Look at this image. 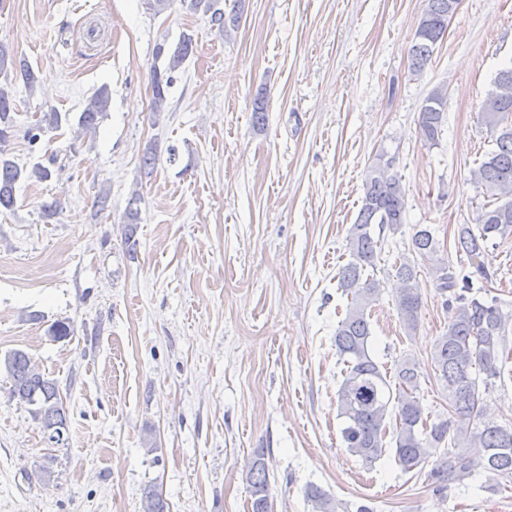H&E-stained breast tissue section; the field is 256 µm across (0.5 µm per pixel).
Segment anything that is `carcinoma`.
Listing matches in <instances>:
<instances>
[{
  "mask_svg": "<svg viewBox=\"0 0 512 512\" xmlns=\"http://www.w3.org/2000/svg\"><path fill=\"white\" fill-rule=\"evenodd\" d=\"M450 2L427 0L409 50L411 75H423L437 43L444 38ZM220 3L221 0H189L188 9L209 16L212 25L226 34L237 28L241 12L228 17ZM192 51V37L187 34L173 46L165 42L156 45L150 68L153 116L160 114L175 72ZM10 67L19 68L28 86H34V70L24 62L16 64L0 46V77L6 76ZM495 85V92L482 102L480 109L481 121L496 134L495 149L473 172L488 202L481 209L478 223L457 225L453 238L455 251L465 255L481 273V257L488 242L496 237H512V67L497 74ZM109 104V90L103 87L87 101L79 117L80 127L86 132L96 129ZM446 104L441 90L432 91L423 101L418 124L424 142L432 145L438 141ZM13 113L12 96L0 85V209L6 211L15 206V185L22 177L46 181L52 176L47 166L38 163L27 172L5 157L2 146L15 128ZM65 120L67 117L59 112H45L28 127L27 136L34 142L41 134L60 128ZM405 212V192L395 170V158L382 149L374 155L368 171L362 204L350 228V260L338 278L339 287L350 297L335 336L336 350L345 366L338 390L340 416L346 421L342 439L352 455L370 466L381 457L390 427L394 457L406 472L430 462L428 477L440 485L460 483L477 470L512 480V427L485 417L479 389V385L486 386L489 380L499 377L512 355L504 345L509 315L500 310L494 299L487 302L467 296L468 280H458L448 258L441 254L434 229L418 226L411 246L415 255L432 264L437 290L444 296L451 295V300L444 302L448 329L435 339L430 352L434 378L448 399V414L433 420L425 415L419 397L418 362L400 360L389 372L369 351L371 332L365 310L377 300L381 288L367 270L377 267L383 233L398 231L405 223ZM138 220V209L129 208L124 239L131 248L136 246ZM393 270L399 284L395 306L405 333L411 335L419 327L422 303L416 262L405 257L395 262ZM49 332L54 339L65 340L74 336L75 327L70 320L61 319L52 323ZM4 367L11 381V396L33 407L42 433L48 435L46 444H65L68 416L57 383L45 377L29 355L20 350L5 355ZM245 479L250 512H272V488L263 450L254 451ZM144 498L145 512H166L167 503L156 486L147 488ZM306 498L311 512H342L341 504L317 486L307 489Z\"/></svg>",
  "mask_w": 512,
  "mask_h": 512,
  "instance_id": "obj_1",
  "label": "carcinoma"
}]
</instances>
